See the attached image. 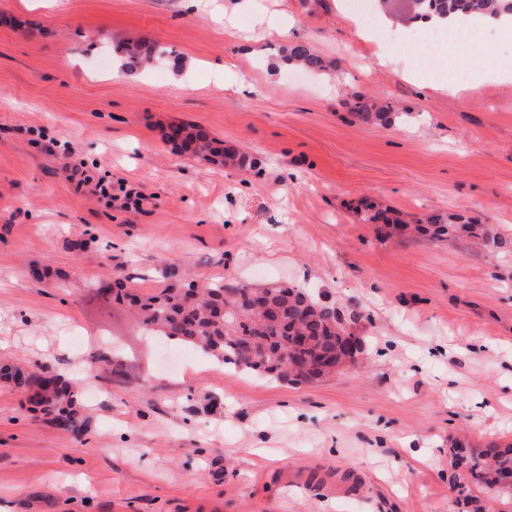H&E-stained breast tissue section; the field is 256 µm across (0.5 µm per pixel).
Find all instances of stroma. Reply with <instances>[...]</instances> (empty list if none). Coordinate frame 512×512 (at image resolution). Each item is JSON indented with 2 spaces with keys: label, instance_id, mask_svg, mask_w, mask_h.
<instances>
[{
  "label": "stroma",
  "instance_id": "1",
  "mask_svg": "<svg viewBox=\"0 0 512 512\" xmlns=\"http://www.w3.org/2000/svg\"><path fill=\"white\" fill-rule=\"evenodd\" d=\"M415 25L405 0H0V365L77 381L91 421L74 438L0 382V512H462L451 443H512V254L361 216L512 237V42L486 29L442 92ZM145 41L169 57L113 77ZM291 41L325 72L275 67ZM356 93L394 125L356 122ZM177 125L253 170L180 152ZM169 260L361 312L366 347L296 385L147 335L100 291L159 292ZM415 229L435 240L465 237L489 253H512V239L495 232L490 224H481L461 214L430 215L420 219Z\"/></svg>",
  "mask_w": 512,
  "mask_h": 512
}]
</instances>
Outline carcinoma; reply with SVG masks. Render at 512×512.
Instances as JSON below:
<instances>
[{"mask_svg":"<svg viewBox=\"0 0 512 512\" xmlns=\"http://www.w3.org/2000/svg\"><path fill=\"white\" fill-rule=\"evenodd\" d=\"M416 17L427 19L434 14L472 17L500 12L512 14V0H412ZM168 54L155 44L147 49L127 47L122 58L127 67ZM277 60L296 65L309 72L326 70L324 59L307 43L291 41L278 50ZM352 115L364 126L391 123L392 108L372 98L354 96ZM184 151L208 161L228 163L239 168L248 166L243 154L224 149V141L204 130L188 134ZM365 224H382L395 233L406 228L390 213L376 206L362 217ZM416 231L435 240L465 237L489 253H512V239L501 236L489 224H482L461 214L446 217L430 215L418 221ZM116 297L133 307L142 326L152 336L177 340L200 348L222 364H230L286 383H316L330 375L318 366L321 361H336V371L346 363L340 361L350 341L363 345L354 335L353 325L361 319L356 311L345 313L326 304L296 285L253 288L228 286L223 281L181 286L174 280L158 293L139 295L126 291L123 280H114ZM264 297L262 309L252 310L251 296ZM5 378L16 388L29 393L28 402L54 427L81 436L88 422L81 411L73 383L63 375L48 370L28 371L7 367ZM454 468L466 476V490L474 488L497 499L512 498V485L500 483L505 471H512V445L505 448H453Z\"/></svg>","mask_w":512,"mask_h":512,"instance_id":"1","label":"carcinoma"}]
</instances>
